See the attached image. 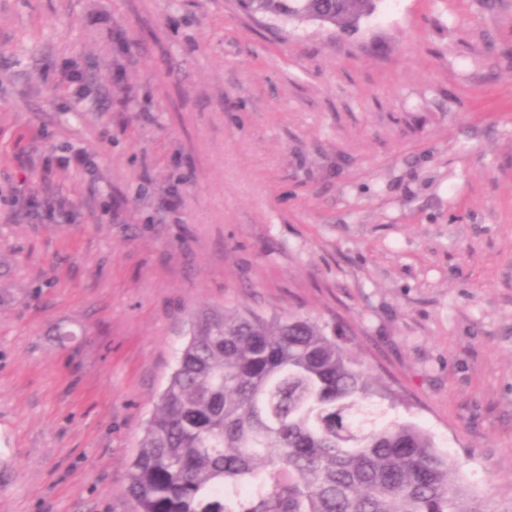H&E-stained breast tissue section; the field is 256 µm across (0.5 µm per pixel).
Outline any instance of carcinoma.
<instances>
[{
  "label": "carcinoma",
  "mask_w": 512,
  "mask_h": 512,
  "mask_svg": "<svg viewBox=\"0 0 512 512\" xmlns=\"http://www.w3.org/2000/svg\"><path fill=\"white\" fill-rule=\"evenodd\" d=\"M377 0H241L253 17L355 31ZM327 326L210 311L129 464L127 512H486L432 437Z\"/></svg>",
  "instance_id": "carcinoma-1"
}]
</instances>
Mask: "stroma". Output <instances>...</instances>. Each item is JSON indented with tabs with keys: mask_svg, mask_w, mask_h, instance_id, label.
<instances>
[{
	"mask_svg": "<svg viewBox=\"0 0 512 512\" xmlns=\"http://www.w3.org/2000/svg\"><path fill=\"white\" fill-rule=\"evenodd\" d=\"M203 309L335 327L512 512V0H0V512H126ZM378 0H241L253 17L282 22H314L343 31H356L371 16Z\"/></svg>",
	"mask_w": 512,
	"mask_h": 512,
	"instance_id": "obj_1",
	"label": "stroma"
}]
</instances>
